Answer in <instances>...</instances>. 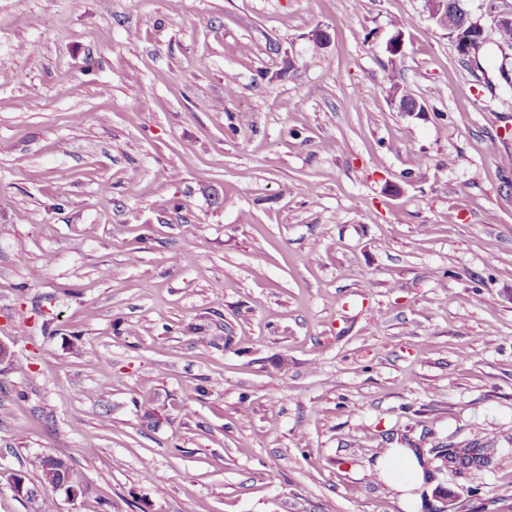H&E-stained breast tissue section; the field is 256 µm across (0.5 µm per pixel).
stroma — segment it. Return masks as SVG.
<instances>
[{"label":"stroma","mask_w":512,"mask_h":512,"mask_svg":"<svg viewBox=\"0 0 512 512\" xmlns=\"http://www.w3.org/2000/svg\"><path fill=\"white\" fill-rule=\"evenodd\" d=\"M506 71L422 0H0V512L40 454L56 512H404L382 448L512 512ZM51 456L52 455H39L36 456L32 461V465L40 473L42 487H44V485L58 486L63 482L64 479L70 481L69 485L81 482L77 474L68 463V467H65L62 470L48 469L47 467L49 465V461L51 460Z\"/></svg>","instance_id":"35a3bbf8"}]
</instances>
